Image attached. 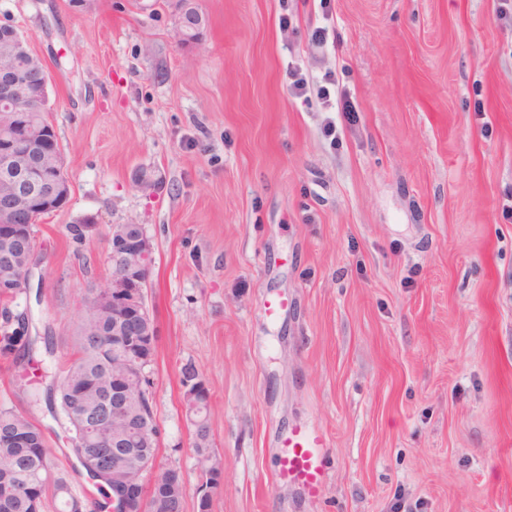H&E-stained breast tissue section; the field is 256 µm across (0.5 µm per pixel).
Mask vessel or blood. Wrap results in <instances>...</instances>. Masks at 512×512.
<instances>
[{"label":"vessel or blood","mask_w":512,"mask_h":512,"mask_svg":"<svg viewBox=\"0 0 512 512\" xmlns=\"http://www.w3.org/2000/svg\"><path fill=\"white\" fill-rule=\"evenodd\" d=\"M325 439L318 430L297 426L281 442L278 477L301 488L309 497H316L326 480Z\"/></svg>","instance_id":"1"}]
</instances>
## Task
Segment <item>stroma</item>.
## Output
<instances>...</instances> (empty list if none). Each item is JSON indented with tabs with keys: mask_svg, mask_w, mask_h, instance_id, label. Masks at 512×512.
I'll return each mask as SVG.
<instances>
[{
	"mask_svg": "<svg viewBox=\"0 0 512 512\" xmlns=\"http://www.w3.org/2000/svg\"><path fill=\"white\" fill-rule=\"evenodd\" d=\"M193 4L185 44L181 0H0L47 65L71 184L36 227L0 406L100 512L47 399L111 274V226L139 224L157 463L182 474L183 512L206 481L189 366L224 459L211 512H512V0ZM299 424L327 439L312 499L274 478ZM191 0H186V8L182 13L179 37L182 42H194L200 37V30L203 25L202 16L190 6ZM196 388L185 387L184 404L185 409L190 414H200L205 406L208 405V390L201 380Z\"/></svg>",
	"mask_w": 512,
	"mask_h": 512,
	"instance_id": "stroma-1",
	"label": "stroma"
}]
</instances>
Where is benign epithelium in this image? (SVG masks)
<instances>
[{"instance_id":"benign-epithelium-1","label":"benign epithelium","mask_w":512,"mask_h":512,"mask_svg":"<svg viewBox=\"0 0 512 512\" xmlns=\"http://www.w3.org/2000/svg\"><path fill=\"white\" fill-rule=\"evenodd\" d=\"M185 0L179 37L194 42L200 37L202 16ZM0 241L11 244L24 235L32 236V225L62 208L71 194L65 172L63 151L50 124L29 121L34 106L45 107L50 76L44 60L34 54L28 37L10 23L0 22ZM109 258L112 276L106 284L92 289L85 297L112 311L113 341L122 347H154L157 329L144 302L141 283L148 276L153 247L143 228L131 232L125 224L112 225ZM0 294L17 296L27 288L35 256L19 264L5 254L0 257ZM150 356H134L131 369L112 377V388L101 394L93 408L92 422L112 425V448L90 460L92 467L112 474V512H127L129 504L146 502L149 486L142 475H157L158 425L154 413L149 376ZM144 400L143 411L128 408L131 399ZM204 383L184 393L185 409L199 414L208 405ZM137 443L153 452L143 453L131 471L123 467L128 449V433Z\"/></svg>"}]
</instances>
